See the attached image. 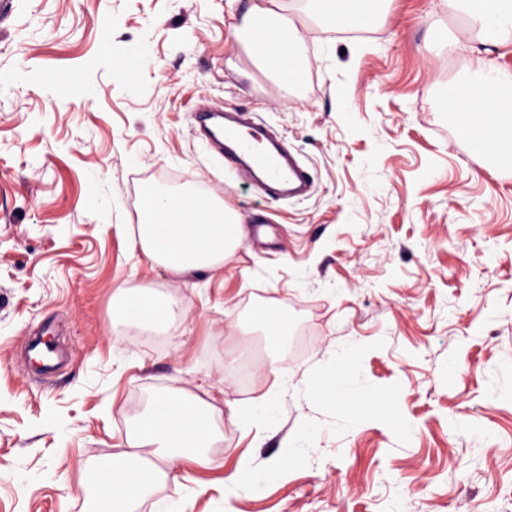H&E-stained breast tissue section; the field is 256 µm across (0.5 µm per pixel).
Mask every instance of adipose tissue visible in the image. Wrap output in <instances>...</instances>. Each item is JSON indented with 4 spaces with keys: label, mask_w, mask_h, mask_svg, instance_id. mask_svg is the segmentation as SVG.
Masks as SVG:
<instances>
[{
    "label": "adipose tissue",
    "mask_w": 512,
    "mask_h": 512,
    "mask_svg": "<svg viewBox=\"0 0 512 512\" xmlns=\"http://www.w3.org/2000/svg\"><path fill=\"white\" fill-rule=\"evenodd\" d=\"M273 0H253L232 28L233 36L249 34L251 55L281 82L291 81L296 68L293 45L269 49L259 46L258 21H276ZM379 0H299L302 12L338 28H356L366 23ZM469 20L470 45L512 43V0H455ZM478 76L457 84L444 104L452 112L478 115L477 131L495 129L512 136V120L503 108L512 92V74L498 71L483 57H476ZM190 194L171 193L155 199L145 193L142 224L137 243L142 252L168 270L191 274L210 271L224 262L244 234L236 212L226 205L205 201L188 208ZM112 314L119 320L151 328L174 321L177 310L149 288H120L112 301ZM221 429L214 408L199 394L172 388L142 414L127 434V449L121 463L105 468L107 483L95 486L96 497H108L113 512H133L136 502L164 481L170 469L189 456H196L211 469L224 465L210 454Z\"/></svg>",
    "instance_id": "obj_1"
}]
</instances>
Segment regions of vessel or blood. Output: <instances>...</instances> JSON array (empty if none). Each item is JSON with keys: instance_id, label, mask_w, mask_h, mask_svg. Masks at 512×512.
Wrapping results in <instances>:
<instances>
[{"instance_id": "obj_1", "label": "vessel or blood", "mask_w": 512, "mask_h": 512, "mask_svg": "<svg viewBox=\"0 0 512 512\" xmlns=\"http://www.w3.org/2000/svg\"><path fill=\"white\" fill-rule=\"evenodd\" d=\"M218 117L224 124V155L247 179L259 182L272 196L301 195L308 191V172L281 145L273 130L261 125H244L234 112L199 115L206 124Z\"/></svg>"}]
</instances>
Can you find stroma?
<instances>
[{
  "label": "stroma",
  "instance_id": "stroma-1",
  "mask_svg": "<svg viewBox=\"0 0 512 512\" xmlns=\"http://www.w3.org/2000/svg\"><path fill=\"white\" fill-rule=\"evenodd\" d=\"M248 5L13 0L0 18V512H92L89 469L180 386L218 408L224 467L186 463L134 512H512V162L471 154L443 104L472 63L440 43L466 21L445 0H387L353 31L283 9L293 86L231 37ZM209 108L271 126L312 195L249 185L197 126ZM151 186L242 217L223 266L180 275L135 248ZM134 286L183 317L113 320ZM258 305L287 310L281 345L243 320ZM44 332L65 361L39 376ZM347 355L362 392H394L386 416L314 396ZM269 392L273 417L243 428Z\"/></svg>",
  "mask_w": 512,
  "mask_h": 512
}]
</instances>
